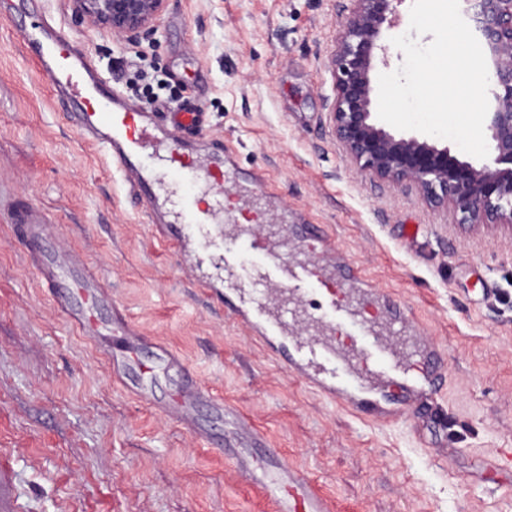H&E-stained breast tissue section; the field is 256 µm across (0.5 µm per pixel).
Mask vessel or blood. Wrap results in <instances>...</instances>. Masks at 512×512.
Here are the masks:
<instances>
[{"label": "vessel or blood", "mask_w": 512, "mask_h": 512, "mask_svg": "<svg viewBox=\"0 0 512 512\" xmlns=\"http://www.w3.org/2000/svg\"><path fill=\"white\" fill-rule=\"evenodd\" d=\"M22 41L43 77L63 94L80 88L88 108L72 110L69 120L85 138L111 160L112 170L135 202L149 205L152 223L170 227L169 214L156 203L153 179L139 163L148 136H161L185 145L195 132L209 123L201 104L187 101L176 109L142 112L120 91H107L96 68L76 50L60 27L39 24L24 29ZM181 169L197 173L204 185L223 186L230 170L224 164V143L215 139L207 153L175 154ZM241 209L260 215L257 225H229L224 221L221 200L193 208L190 219L218 230L221 237L247 235L252 248L286 250L278 239L268 214V203L244 201ZM17 242L26 252L43 288L61 303L66 319L90 341H98L101 323L94 311L106 297L105 286L93 269L81 262L61 261L45 246L46 226L33 210L16 213L11 225ZM254 281L265 286L263 295L244 288L232 273L221 284L207 283L236 321L254 330L259 339L276 352L291 374L304 379L358 414L381 418L390 411L411 412L428 417L440 426L448 424V410L437 399L444 377L442 354L418 341L400 313H381L364 320L360 309L378 304L361 270L348 263L333 264L314 255L278 259L274 268L260 266ZM114 346L107 351L112 379L138 399L149 400L146 366L137 360L140 336L120 309H113L109 325ZM159 368L183 377L168 413L187 421L189 411L202 392L185 375L180 360L165 348H155ZM266 488L283 505V512H324L317 487L300 476H269Z\"/></svg>", "instance_id": "1"}]
</instances>
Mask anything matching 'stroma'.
Returning <instances> with one entry per match:
<instances>
[{"instance_id": "1", "label": "stroma", "mask_w": 512, "mask_h": 512, "mask_svg": "<svg viewBox=\"0 0 512 512\" xmlns=\"http://www.w3.org/2000/svg\"><path fill=\"white\" fill-rule=\"evenodd\" d=\"M350 0H169L152 39L134 44L78 24L67 0H0V459L11 512H279L258 481L275 462L304 474L326 512H512L491 464L512 449V230L469 228L403 185L356 172L333 133L329 55ZM49 20L142 111L172 90L212 115L240 174L225 197L268 174L291 216L325 235L328 258L363 268L444 356L453 427L360 419L290 374L228 317L192 270L205 231L161 237L146 206L70 122L21 41ZM153 56L164 82L128 88L123 63ZM39 210L49 250L90 265L107 286L98 311L124 310L172 351L205 392L189 422L165 408L174 374L142 402L113 384L100 346L64 319L16 242L18 202ZM224 402L217 411L213 400Z\"/></svg>"}]
</instances>
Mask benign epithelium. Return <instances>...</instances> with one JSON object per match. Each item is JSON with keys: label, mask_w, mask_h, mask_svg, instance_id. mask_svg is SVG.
I'll list each match as a JSON object with an SVG mask.
<instances>
[{"label": "benign epithelium", "mask_w": 512, "mask_h": 512, "mask_svg": "<svg viewBox=\"0 0 512 512\" xmlns=\"http://www.w3.org/2000/svg\"><path fill=\"white\" fill-rule=\"evenodd\" d=\"M76 22L138 42L152 36L168 0H68ZM402 0H351L330 55L336 97L330 119L336 141L357 172L404 183L430 206L453 209L457 223L512 229V0H465L475 32L492 60L494 111L489 113L493 162L462 161L419 137H396L373 120L374 59L388 65L379 44L395 26Z\"/></svg>", "instance_id": "7a95c632"}]
</instances>
